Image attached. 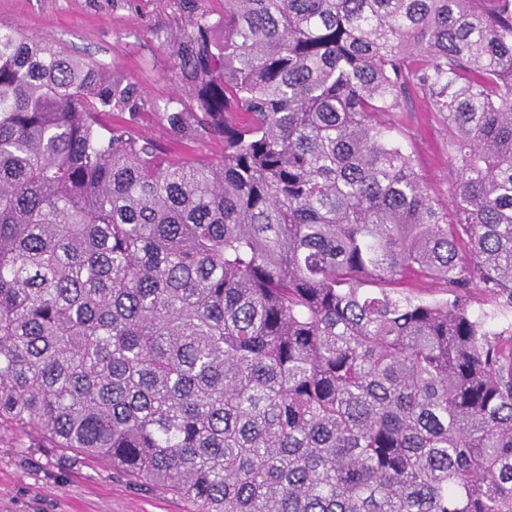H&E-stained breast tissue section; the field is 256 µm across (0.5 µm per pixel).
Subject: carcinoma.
Instances as JSON below:
<instances>
[{"mask_svg": "<svg viewBox=\"0 0 512 512\" xmlns=\"http://www.w3.org/2000/svg\"><path fill=\"white\" fill-rule=\"evenodd\" d=\"M177 2L160 119L217 161L0 27V431L195 512H512V0ZM413 95L446 206L376 120ZM138 119L140 131L153 139L162 142L166 147H172L170 158L175 161H183L193 158L198 160H215L220 154L221 147L218 142L211 139H198L194 142L173 143V136L168 128L160 121L159 117L152 112L145 111Z\"/></svg>", "mask_w": 512, "mask_h": 512, "instance_id": "1", "label": "carcinoma"}]
</instances>
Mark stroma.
<instances>
[{
  "label": "stroma",
  "instance_id": "35a3bbf8",
  "mask_svg": "<svg viewBox=\"0 0 512 512\" xmlns=\"http://www.w3.org/2000/svg\"><path fill=\"white\" fill-rule=\"evenodd\" d=\"M28 36H44L105 71L122 70L147 102L189 100L179 77L177 45L189 28L170 0H0V19ZM387 122L391 135L416 160L431 196L448 200L456 174L448 129L422 98H412ZM140 131L171 147V159H216L218 142H174L152 112ZM172 491L132 480L103 461L58 448H23L15 434H0V512H193Z\"/></svg>",
  "mask_w": 512,
  "mask_h": 512
}]
</instances>
